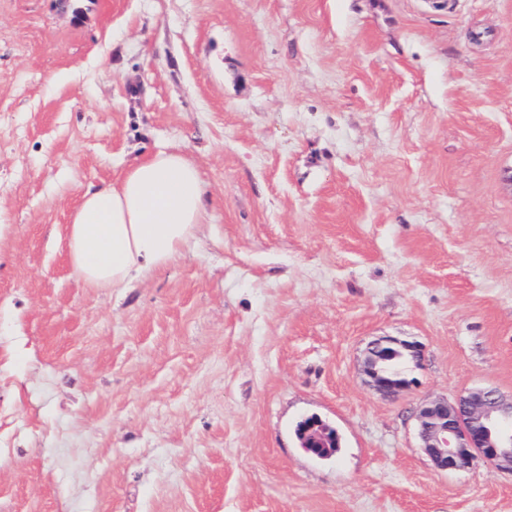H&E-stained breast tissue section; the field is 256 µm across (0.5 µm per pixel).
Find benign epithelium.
<instances>
[{"label": "benign epithelium", "mask_w": 512, "mask_h": 512, "mask_svg": "<svg viewBox=\"0 0 512 512\" xmlns=\"http://www.w3.org/2000/svg\"><path fill=\"white\" fill-rule=\"evenodd\" d=\"M398 347L412 361H420L419 344L395 337L369 343L365 372L370 385L384 396L410 387L414 379L387 376L380 368L387 352ZM422 448L440 469L460 470L481 459L497 468L512 471V399L493 389L469 392L452 402L434 400L416 414ZM298 440L309 453L323 457L336 447V432L310 417L298 428Z\"/></svg>", "instance_id": "7a95c632"}]
</instances>
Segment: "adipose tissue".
Returning a JSON list of instances; mask_svg holds the SVG:
<instances>
[{"mask_svg":"<svg viewBox=\"0 0 512 512\" xmlns=\"http://www.w3.org/2000/svg\"><path fill=\"white\" fill-rule=\"evenodd\" d=\"M209 218L197 165L181 149L160 150L84 193L70 216L69 261L84 284L120 291L171 264Z\"/></svg>","mask_w":512,"mask_h":512,"instance_id":"ef3b65f1","label":"adipose tissue"}]
</instances>
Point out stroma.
Wrapping results in <instances>:
<instances>
[{"mask_svg": "<svg viewBox=\"0 0 512 512\" xmlns=\"http://www.w3.org/2000/svg\"><path fill=\"white\" fill-rule=\"evenodd\" d=\"M173 146L209 223L86 286L84 192ZM382 336L422 347L392 398ZM483 387L512 398V0H0V512H512L416 433ZM394 347L405 350L410 357V362L416 361V365L422 357L421 346L413 341L387 336L369 343L365 360V372L370 385L384 396L396 395L410 387L414 382L412 378L399 379L394 376H386L380 368V363L385 359L387 352ZM301 424L297 428L301 448L318 457H324L335 449L337 441L334 430L315 417L307 418Z\"/></svg>", "mask_w": 512, "mask_h": 512, "instance_id": "1", "label": "stroma"}]
</instances>
